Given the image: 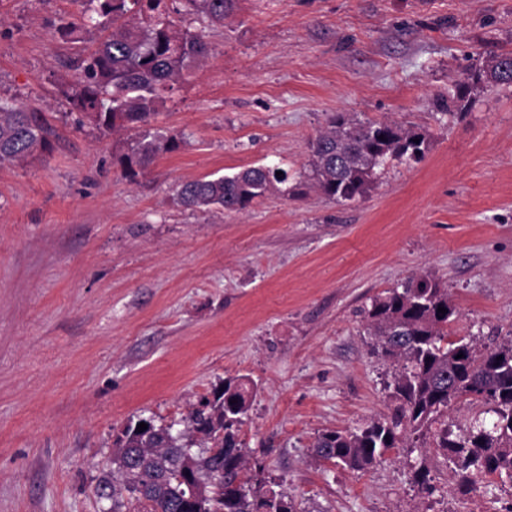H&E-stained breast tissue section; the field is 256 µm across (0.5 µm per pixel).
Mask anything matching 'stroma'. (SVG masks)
<instances>
[{"label": "stroma", "mask_w": 512, "mask_h": 512, "mask_svg": "<svg viewBox=\"0 0 512 512\" xmlns=\"http://www.w3.org/2000/svg\"><path fill=\"white\" fill-rule=\"evenodd\" d=\"M79 0H0V95L43 113L51 153L0 165V512H97L129 419L184 418L224 380L255 393L246 478L298 512H512V487L461 494L440 449L357 473L316 437L388 413L366 311L410 277L443 283L452 338L512 336V87L470 68L512 51V0H238L161 108L181 140L130 179L133 131L78 125L56 94L92 40L56 31ZM427 136L345 205L308 186L328 119ZM267 164L286 183L248 210L190 211L185 180ZM430 487L414 482L419 466Z\"/></svg>", "instance_id": "obj_1"}]
</instances>
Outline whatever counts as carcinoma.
Returning <instances> with one entry per match:
<instances>
[{
	"instance_id": "cac0c4a2",
	"label": "carcinoma",
	"mask_w": 512,
	"mask_h": 512,
	"mask_svg": "<svg viewBox=\"0 0 512 512\" xmlns=\"http://www.w3.org/2000/svg\"><path fill=\"white\" fill-rule=\"evenodd\" d=\"M80 18L68 20L58 33L74 42L96 28L102 37L80 59L76 77L58 88L70 110L89 120L103 135L133 129L135 137L118 162L123 173L145 172L161 153L178 147L173 136L153 120L190 66L208 56L203 36L180 27L170 12L201 17L211 26L224 25L235 0H79ZM476 82L512 86V52L492 57L469 75ZM49 128L36 109L0 97V164L22 161L50 149ZM425 136L395 121L356 124L335 116L311 143L308 162L313 186L338 203L362 197L377 170L390 160L419 162ZM276 169L258 165L220 176L180 184L176 204L190 210L213 207L227 212L250 208L285 182ZM443 307L447 313L438 312ZM373 353L391 362L389 414L353 430L320 434L313 457L322 463L365 471L394 448H414L428 437L448 460L459 491L475 492L486 477L512 483V338L493 347L448 340L456 316L448 289L428 275L410 278L402 287L373 298L366 311ZM463 357H458V354ZM253 389L243 379H229L213 398L189 412L187 435L200 439L205 465L196 480L211 488L196 503L189 494L179 462L185 445L172 426L141 418L129 421L115 446L127 448L112 459V480L99 484L100 497L112 512L124 500L138 512H298L293 499L244 477L247 448L240 438L248 418ZM465 398L484 406L456 434L448 422V405ZM491 418H486V415ZM147 424L140 432L137 424Z\"/></svg>"
}]
</instances>
